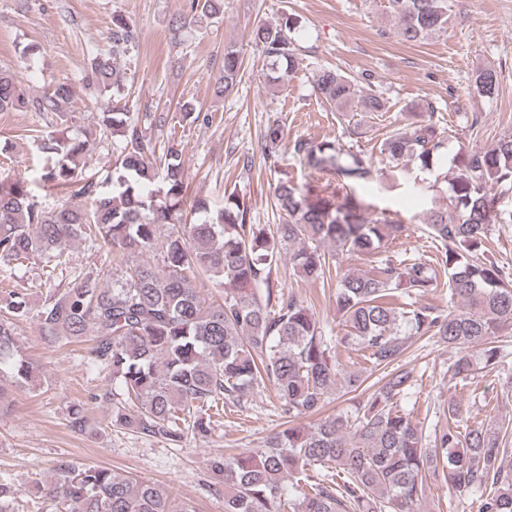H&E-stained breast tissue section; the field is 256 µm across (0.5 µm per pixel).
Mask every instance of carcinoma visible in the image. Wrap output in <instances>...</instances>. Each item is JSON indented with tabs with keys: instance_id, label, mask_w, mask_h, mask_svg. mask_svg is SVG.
<instances>
[{
	"instance_id": "carcinoma-1",
	"label": "carcinoma",
	"mask_w": 512,
	"mask_h": 512,
	"mask_svg": "<svg viewBox=\"0 0 512 512\" xmlns=\"http://www.w3.org/2000/svg\"><path fill=\"white\" fill-rule=\"evenodd\" d=\"M387 2L397 20L395 35L404 43L448 30L452 0ZM223 12L224 0H190L188 12L172 21L173 35L198 14L217 18ZM297 27L295 17L283 14L253 30L268 65L267 81L294 69ZM136 40V27L113 16L112 52L95 54L87 66L88 80L101 94H124L118 57ZM239 71L237 53L225 51L216 93L231 94ZM497 86L493 68L474 75L481 97H493ZM314 89L342 112L376 116L387 110L381 93L359 89L354 77L338 69H322ZM72 96V87L61 83L34 101L13 74L0 71V112L33 108L60 117ZM435 112L429 102L383 134L378 150L388 176L368 154L335 142L294 141L293 152L305 165L334 171L345 193L340 201L313 200L294 182H278L283 222L274 229L252 223L233 191L216 211L194 202L205 219L183 222L187 184L179 144L168 142L158 156L129 113L103 112L99 131L118 130L122 140L107 187H82L90 205L64 202L46 210L24 181L0 182V265L8 269L36 258L54 269L78 240L103 243L126 257L112 287L78 275L45 301L36 319L54 343L94 337L95 361L112 369L119 384L112 425L173 446L190 435L211 436L224 407L242 405L269 384L290 423L322 410L344 368L332 357L312 310L285 297L273 275L285 258L303 280L333 275L344 339L370 363L362 373H348V382L362 384L376 373L379 378L366 387L361 411L290 426L258 448L212 458L210 470L224 486V512H420L429 473L452 490L475 495L479 512H512V467L505 464L509 427H465L462 405L450 400L448 427L434 429L430 440L399 408L414 382L401 364L410 337L436 336L455 349L452 377L468 381L477 356L489 372L504 367L506 354L494 339L512 325V268L486 257L493 227L512 224V211L499 207L501 195L512 190V133L454 159L453 172H441L437 162L446 136ZM91 137L89 131L73 137L61 130L37 139L47 161L40 180L69 186L84 166ZM414 169L434 175L436 185L446 184L448 204L431 209L423 224L442 247L436 264L447 277L449 300L459 304L456 310L417 305L418 297L438 287L436 269L386 256L404 224L384 213L366 216L356 198L357 190L383 188ZM159 174L162 185L154 190ZM496 188L501 194L493 193ZM341 252L372 257L375 265L341 275ZM205 280L224 293H202L197 282ZM5 310L0 367L10 371L12 383H31L37 368L15 350V325L28 318L27 301L16 296ZM49 494L57 512H195L160 485L98 465L60 467Z\"/></svg>"
}]
</instances>
